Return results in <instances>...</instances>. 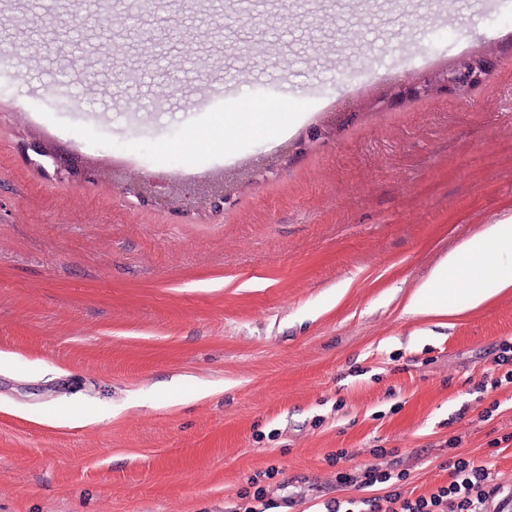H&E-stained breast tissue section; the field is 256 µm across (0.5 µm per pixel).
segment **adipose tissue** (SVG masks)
<instances>
[{
	"label": "adipose tissue",
	"mask_w": 512,
	"mask_h": 512,
	"mask_svg": "<svg viewBox=\"0 0 512 512\" xmlns=\"http://www.w3.org/2000/svg\"><path fill=\"white\" fill-rule=\"evenodd\" d=\"M491 276L497 287L512 288V224H492L448 254L440 267L411 297L415 314H446L450 297L466 293L475 303L484 297L476 290L478 277Z\"/></svg>",
	"instance_id": "1"
}]
</instances>
